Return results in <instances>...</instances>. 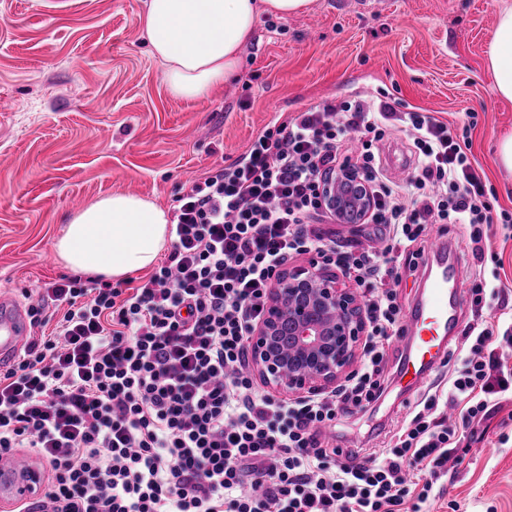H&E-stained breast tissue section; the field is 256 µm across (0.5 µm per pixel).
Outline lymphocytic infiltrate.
I'll use <instances>...</instances> for the list:
<instances>
[{
	"mask_svg": "<svg viewBox=\"0 0 512 512\" xmlns=\"http://www.w3.org/2000/svg\"><path fill=\"white\" fill-rule=\"evenodd\" d=\"M394 131L417 156L402 183L375 153ZM477 165L467 135L432 113L354 91L272 120L247 153L194 182L173 211L169 254L142 284L74 276L47 288L28 314L52 334L0 372V457L33 454L48 475L24 512H407L409 495L428 500L459 444L512 394V336L487 315L503 285L471 282L466 351L448 377L460 424L429 398L392 447L358 464L333 460L326 430L383 392L403 332L395 287L417 269L428 225H463L481 263L492 227L512 223ZM345 168L368 183L380 249L320 231L336 221L325 181ZM311 251L364 291L365 362L336 390L288 401L257 387L249 335L274 274Z\"/></svg>",
	"mask_w": 512,
	"mask_h": 512,
	"instance_id": "1",
	"label": "lymphocytic infiltrate"
}]
</instances>
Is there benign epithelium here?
I'll return each instance as SVG.
<instances>
[{"label":"benign epithelium","mask_w":512,"mask_h":512,"mask_svg":"<svg viewBox=\"0 0 512 512\" xmlns=\"http://www.w3.org/2000/svg\"><path fill=\"white\" fill-rule=\"evenodd\" d=\"M325 202L343 223L359 224L371 212L372 196L363 179L340 174L327 180ZM364 336L360 295L313 261L274 276L250 335L253 368L272 388L321 394L351 377Z\"/></svg>","instance_id":"7a95c632"}]
</instances>
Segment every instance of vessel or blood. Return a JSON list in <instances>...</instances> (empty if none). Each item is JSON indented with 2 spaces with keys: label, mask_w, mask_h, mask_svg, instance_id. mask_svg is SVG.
<instances>
[{
  "label": "vessel or blood",
  "mask_w": 512,
  "mask_h": 512,
  "mask_svg": "<svg viewBox=\"0 0 512 512\" xmlns=\"http://www.w3.org/2000/svg\"><path fill=\"white\" fill-rule=\"evenodd\" d=\"M461 264L447 240L429 249L421 296L405 316L410 347L400 373L407 387L420 389L447 357V347L461 319ZM30 323L13 296L0 293V368L14 362L23 349ZM44 475L35 456L21 455L18 463L0 464V512H16L39 489Z\"/></svg>",
  "instance_id": "b4317fda"
}]
</instances>
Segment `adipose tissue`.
I'll use <instances>...</instances> for the list:
<instances>
[{"instance_id": "1", "label": "adipose tissue", "mask_w": 512, "mask_h": 512, "mask_svg": "<svg viewBox=\"0 0 512 512\" xmlns=\"http://www.w3.org/2000/svg\"><path fill=\"white\" fill-rule=\"evenodd\" d=\"M310 0H148L141 19L148 52L168 93L194 100L233 78L261 14L286 18ZM495 91L512 100V7L501 10L488 45ZM169 218L156 202L128 193L75 211L55 251L64 266L108 279L150 269L167 245Z\"/></svg>"}]
</instances>
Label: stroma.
I'll return each mask as SVG.
<instances>
[{
	"instance_id": "35a3bbf8",
	"label": "stroma",
	"mask_w": 512,
	"mask_h": 512,
	"mask_svg": "<svg viewBox=\"0 0 512 512\" xmlns=\"http://www.w3.org/2000/svg\"><path fill=\"white\" fill-rule=\"evenodd\" d=\"M147 0H0V290L22 305L70 276L55 253L75 208L120 192L173 210L208 171L244 154L279 113L351 90L383 92L453 126L498 205L512 212V173L498 144L512 100L494 90L486 48L512 0H311L285 19L260 15L242 64L208 97L172 98L147 51ZM393 343L386 389L342 418L338 461L391 447L426 390L403 392ZM439 498L420 512H512V400L485 424Z\"/></svg>"
}]
</instances>
